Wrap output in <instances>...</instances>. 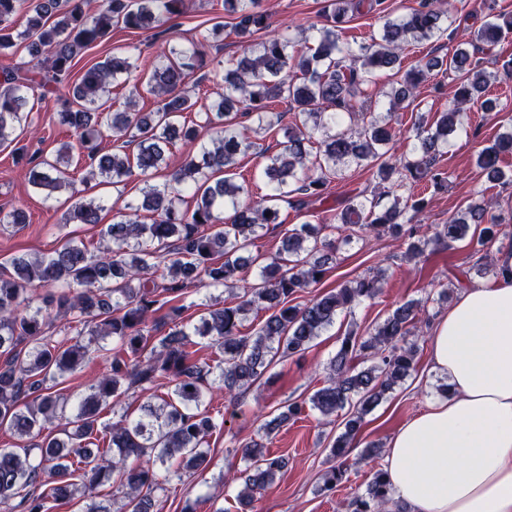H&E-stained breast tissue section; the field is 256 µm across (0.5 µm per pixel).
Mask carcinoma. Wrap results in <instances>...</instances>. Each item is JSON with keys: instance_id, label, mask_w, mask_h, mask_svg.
I'll list each match as a JSON object with an SVG mask.
<instances>
[{"instance_id": "obj_1", "label": "carcinoma", "mask_w": 512, "mask_h": 512, "mask_svg": "<svg viewBox=\"0 0 512 512\" xmlns=\"http://www.w3.org/2000/svg\"><path fill=\"white\" fill-rule=\"evenodd\" d=\"M364 5L365 0H328L325 23L315 28L313 44L297 53L283 33L255 38L269 27L260 0H222L224 13L236 20L239 52L223 75L207 71L197 78L193 90L207 82L213 100L203 123L189 125L177 121L196 105L188 80L204 68L211 51L223 49L224 26L205 28L191 47L179 46L186 0H105L93 15L80 0H0V52L20 42L29 55L27 66L5 73L0 83V147L13 143L16 130L29 125L28 98L67 83L74 60L112 26L159 28L165 35L164 47L148 60L141 82L155 97V110L106 111L109 87L120 79L137 80L142 50L134 46L108 57L73 86L77 108L59 114L73 140L62 144L53 159H40L27 171L31 186L49 198L74 189L67 167L75 154L88 159L87 182L102 179L116 187L136 169L144 187L139 203H125L102 228L112 246L101 256L87 258L84 245L71 239L33 259L13 258L12 272L0 275V356H5L0 363V428L41 438L34 443L35 460L29 448L21 454L0 448V502L17 497L22 512H47L48 500L77 496L85 499L82 512H110L96 498L112 482L122 487L126 499L121 512H153L155 493L165 490L170 478L202 473L211 464L206 437L218 424L202 406L213 384L224 385L229 394L251 387L271 359L300 354L340 314L380 292L384 274L377 273L348 281L303 306L294 303L297 294L321 282L334 254L353 243L357 230L405 238L409 260L423 256L430 246L465 239L473 224L485 225L481 244L496 236L502 221L490 200L449 217L429 236L423 225L406 217L410 210L424 211L428 201L411 196L402 200L393 187L425 177L435 187L447 181L448 172L438 166V159L457 132L463 107L475 102L486 111L497 107V100L486 96L491 74L474 50L512 33V17L495 12L496 0H485L486 20L471 34L469 47L411 67L397 86L384 92L377 89L376 73L401 66L402 53L411 43L446 34L454 5L437 8L424 0L406 13L387 16L369 44L354 48L339 42L342 25ZM16 15L25 17L20 28L11 23ZM435 70L458 77L454 101L443 112L419 115L410 156L397 166L390 162L394 110L417 99L421 84ZM381 96L388 98V108L377 112ZM275 100L287 101L288 109L268 110ZM104 128L119 139L131 138L136 152H100L97 139ZM276 129L285 141L274 154L259 152L270 193L257 201L247 184L235 181L234 170L256 147L253 138ZM178 140L198 144V156L174 171L169 181L151 182ZM511 154L509 127L478 154L476 163L489 179L512 186V173L501 166L503 156ZM352 166L372 170L373 194L349 199L340 212L321 217L317 224L284 230L269 257L248 254L264 229L283 224L279 203L307 206ZM217 173L223 178L212 186ZM185 192L196 198L194 207H182ZM105 209L95 197L79 199L65 222L98 224ZM162 260L165 273L157 280L155 268ZM201 282L231 293L240 288L242 294L235 295L234 303L207 311L200 324L190 327L183 320V301L187 290ZM35 288L61 289L49 306L81 325V339L68 346L51 343L49 313L31 305ZM163 308L159 323L155 314ZM259 310L271 314L253 332L244 333L247 316ZM421 312V302L413 300L369 334L348 330L329 361L325 384L306 402H288L262 426L268 438L308 408L324 418L348 409L344 431L329 448L334 464L325 471L321 490L334 492L348 482L347 448L358 437L364 417L415 371L417 347L403 340L417 322L430 324ZM195 336L215 347V365L193 360ZM108 338L120 345L110 357L109 373L66 415L67 400L47 391L46 380L99 357ZM358 357L368 366L358 367ZM163 379L169 380L171 390L159 404L142 406L137 417L125 412L115 422L101 423L107 404L115 407L128 390L151 389ZM56 417L64 420L62 439L44 433L45 424ZM98 429L107 441L104 448L91 440ZM241 458L247 467L240 474L243 488L237 500L248 507L254 493L272 484L288 460L267 452L258 441L244 444ZM169 463L174 469L159 475L156 465ZM391 503L387 472L379 469L367 493L351 497L348 512H385Z\"/></svg>"}]
</instances>
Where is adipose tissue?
<instances>
[{
  "label": "adipose tissue",
  "mask_w": 512,
  "mask_h": 512,
  "mask_svg": "<svg viewBox=\"0 0 512 512\" xmlns=\"http://www.w3.org/2000/svg\"><path fill=\"white\" fill-rule=\"evenodd\" d=\"M434 323L429 370L448 393L385 450L392 496L410 512H512V253Z\"/></svg>",
  "instance_id": "1"
}]
</instances>
